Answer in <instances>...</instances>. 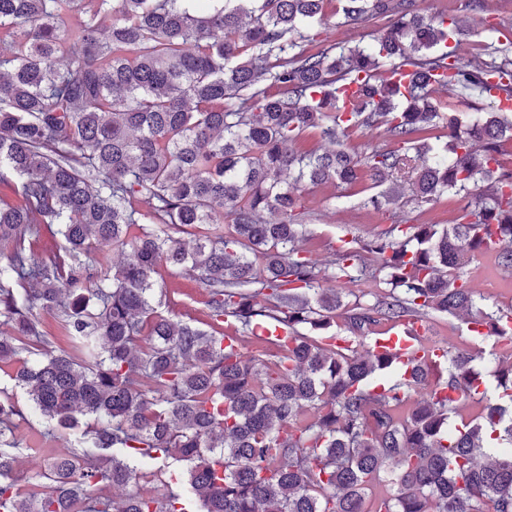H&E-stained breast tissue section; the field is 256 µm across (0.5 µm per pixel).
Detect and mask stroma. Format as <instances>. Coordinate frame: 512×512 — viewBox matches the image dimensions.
I'll return each mask as SVG.
<instances>
[{
  "mask_svg": "<svg viewBox=\"0 0 512 512\" xmlns=\"http://www.w3.org/2000/svg\"><path fill=\"white\" fill-rule=\"evenodd\" d=\"M424 13L440 11L460 17L467 31L449 48L459 60L470 58L478 42L487 40V25L512 29V0H485L481 13L465 8V0H419ZM376 190L370 182L357 181L342 187L309 186L302 193L305 212L304 248L316 265H323L328 248L351 240L366 241L392 224H451L462 210L473 209L476 195H448L430 203H416L412 195H405L397 204L370 206L368 200ZM467 278L480 303L491 307L507 297H512V274L495 267L488 256H481L467 269ZM161 289L162 311L177 320L188 318L205 321L206 293L190 277H173L167 271L157 276ZM47 429L46 421L39 415H30L27 424L21 425L17 436L25 447L21 468L27 476L43 470L53 451H64L74 444L73 431L56 430L53 444L41 446L40 435Z\"/></svg>",
  "mask_w": 512,
  "mask_h": 512,
  "instance_id": "1",
  "label": "stroma"
}]
</instances>
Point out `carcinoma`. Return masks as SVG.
Here are the masks:
<instances>
[{
	"label": "carcinoma",
	"mask_w": 512,
	"mask_h": 512,
	"mask_svg": "<svg viewBox=\"0 0 512 512\" xmlns=\"http://www.w3.org/2000/svg\"><path fill=\"white\" fill-rule=\"evenodd\" d=\"M330 2L0 0V183L21 197L0 205V370L77 432L20 479L27 416L0 388V512H512V353L489 387L480 349L410 367L359 352L382 322L430 314L512 340V304L482 308L463 275L512 242V34L462 63L446 14L339 0L345 22L388 26L336 46L315 31ZM408 66L403 95L389 76ZM442 90L488 103L450 112ZM352 130L396 147L356 156ZM308 132L330 148L297 150ZM360 179L378 206L407 186L422 202L487 188L460 222L392 224L320 273L300 193ZM160 267L206 289L210 329L159 311ZM321 277L384 290L345 302ZM258 320L284 332L273 361L241 351Z\"/></svg>",
	"instance_id": "cac0c4a2"
}]
</instances>
